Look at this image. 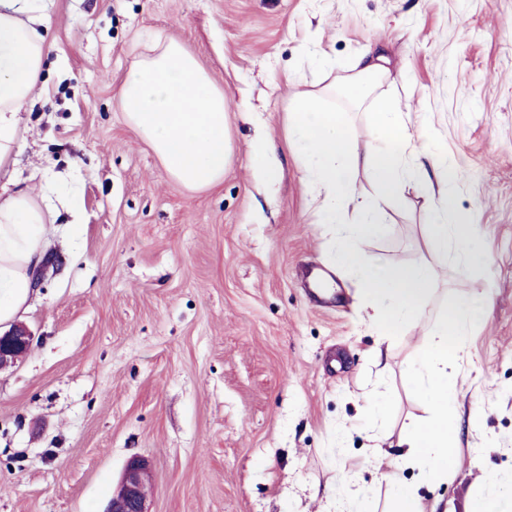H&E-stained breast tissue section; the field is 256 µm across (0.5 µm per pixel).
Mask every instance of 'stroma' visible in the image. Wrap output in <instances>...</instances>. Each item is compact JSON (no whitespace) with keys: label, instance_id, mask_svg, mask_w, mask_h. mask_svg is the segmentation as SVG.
I'll return each instance as SVG.
<instances>
[{"label":"stroma","instance_id":"1","mask_svg":"<svg viewBox=\"0 0 512 512\" xmlns=\"http://www.w3.org/2000/svg\"><path fill=\"white\" fill-rule=\"evenodd\" d=\"M47 58L9 173L45 197L58 258L21 320L35 339L0 371V512H103L127 459H148L150 512H389L363 426L375 393L398 459L429 405L408 366L449 300L490 299L454 368L459 430L446 482L400 464L426 512H512V0H45ZM184 43L224 91L232 162L216 189L165 172L114 97L153 37ZM396 95L466 174L455 213L491 262L440 281L394 336L370 327L361 286L332 272L288 110L366 47ZM263 140L280 177L257 179ZM408 190L388 232L364 239L387 265L443 259ZM477 426H470L472 411Z\"/></svg>","mask_w":512,"mask_h":512}]
</instances>
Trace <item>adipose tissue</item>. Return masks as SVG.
I'll return each instance as SVG.
<instances>
[{"mask_svg":"<svg viewBox=\"0 0 512 512\" xmlns=\"http://www.w3.org/2000/svg\"><path fill=\"white\" fill-rule=\"evenodd\" d=\"M49 17L37 0H0V169L7 167L22 138L21 114L29 104L51 50ZM353 73L339 85L304 93L288 111V139L301 153L319 223L330 224L333 268L357 275L370 319L379 335L391 336L429 305L438 271L428 261L378 266L362 247L366 237L386 232L382 206L400 201L408 188L439 197L422 224L426 244L449 256L448 273L459 277L487 255L476 243L475 226L451 208V194L462 181L458 164L416 134L407 113L381 90L389 70L373 50L360 55ZM341 93L349 112L325 106ZM117 96L127 123L153 149L168 176L192 191L220 184L230 160L223 90L180 41L158 36L129 66ZM370 117L369 138L356 146L350 111ZM428 157L436 183H422L419 157ZM364 173L375 197L359 193L356 173ZM49 247L45 212L31 190L0 198V324L16 320L29 307L31 275ZM487 307L474 293L453 300L430 332L428 351L409 367V376L432 407L427 420L405 427L403 459L425 463L429 482L447 479L457 453L448 414L456 400V380L448 365L460 359L470 328Z\"/></svg>","mask_w":512,"mask_h":512,"instance_id":"obj_1","label":"adipose tissue"}]
</instances>
